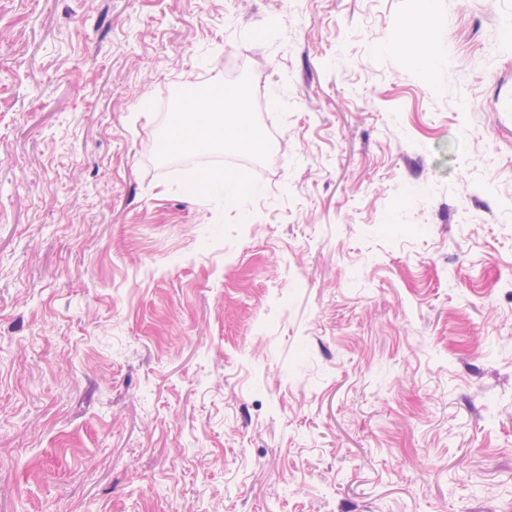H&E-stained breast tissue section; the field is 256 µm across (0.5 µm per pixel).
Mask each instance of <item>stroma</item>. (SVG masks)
Listing matches in <instances>:
<instances>
[{
	"label": "stroma",
	"mask_w": 512,
	"mask_h": 512,
	"mask_svg": "<svg viewBox=\"0 0 512 512\" xmlns=\"http://www.w3.org/2000/svg\"><path fill=\"white\" fill-rule=\"evenodd\" d=\"M417 4L0 0V512H512V0L433 70ZM239 49L270 150L186 193ZM404 43L416 65L425 69H432L436 66L434 57L432 56L428 46L423 41L418 40L411 34L407 33L404 36Z\"/></svg>",
	"instance_id": "obj_1"
}]
</instances>
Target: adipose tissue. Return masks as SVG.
I'll use <instances>...</instances> for the list:
<instances>
[{
  "instance_id": "ef3b65f1",
  "label": "adipose tissue",
  "mask_w": 512,
  "mask_h": 512,
  "mask_svg": "<svg viewBox=\"0 0 512 512\" xmlns=\"http://www.w3.org/2000/svg\"><path fill=\"white\" fill-rule=\"evenodd\" d=\"M245 86L216 87L204 97L189 96L180 105V122L172 139L177 150L195 152L213 148L256 153L263 141L247 108Z\"/></svg>"
}]
</instances>
